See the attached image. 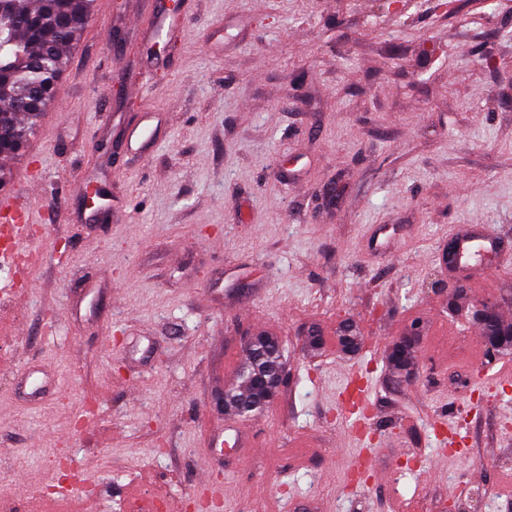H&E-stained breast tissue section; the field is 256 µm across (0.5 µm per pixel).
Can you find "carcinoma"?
<instances>
[{"mask_svg":"<svg viewBox=\"0 0 512 512\" xmlns=\"http://www.w3.org/2000/svg\"><path fill=\"white\" fill-rule=\"evenodd\" d=\"M93 0H0V11L18 26L0 37V156L22 152L49 103L56 97L65 50L81 35ZM412 326L395 343L389 363L404 369L412 358ZM482 332L501 350L512 349V325L490 310ZM240 385L224 392V409L248 415L270 403L284 379V350L277 337L249 339L240 366Z\"/></svg>","mask_w":512,"mask_h":512,"instance_id":"obj_1","label":"carcinoma"}]
</instances>
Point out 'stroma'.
Returning a JSON list of instances; mask_svg holds the SVG:
<instances>
[{
    "label": "stroma",
    "instance_id": "obj_1",
    "mask_svg": "<svg viewBox=\"0 0 512 512\" xmlns=\"http://www.w3.org/2000/svg\"><path fill=\"white\" fill-rule=\"evenodd\" d=\"M150 2L95 0L65 111L0 162L7 191L39 187L29 285L0 298V480L23 507L78 465L84 512H128L142 477L182 512H512V385L484 384L464 325L482 299L512 310V258L475 281L436 259L466 224L512 248V0H180L186 31L158 39ZM142 112L167 137L137 159ZM258 333L285 376L237 455L213 444L219 399ZM441 335L468 340L443 365ZM356 386L366 436L341 412ZM445 415L466 451L442 449ZM418 327L413 325L407 336L395 343L389 353V363L397 370H403L412 358V341L417 335Z\"/></svg>",
    "mask_w": 512,
    "mask_h": 512
}]
</instances>
